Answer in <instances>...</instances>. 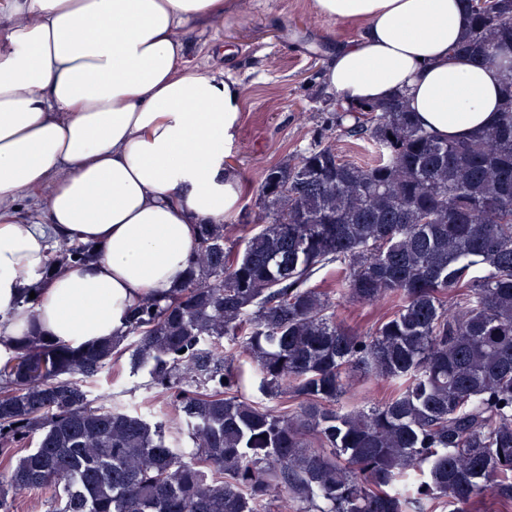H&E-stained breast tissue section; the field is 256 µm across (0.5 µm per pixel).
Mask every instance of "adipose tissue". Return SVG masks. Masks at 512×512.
Masks as SVG:
<instances>
[{
    "mask_svg": "<svg viewBox=\"0 0 512 512\" xmlns=\"http://www.w3.org/2000/svg\"><path fill=\"white\" fill-rule=\"evenodd\" d=\"M225 0H0V357L30 326L74 347L123 334L147 295H168L197 225L236 211L224 164L242 110L237 81L190 64L187 24L224 19ZM361 20L324 78L343 104L402 93L440 138L492 124L504 74L453 55L459 0H316ZM38 202L36 213L21 202ZM93 260L52 279L59 242ZM34 293V304L20 300Z\"/></svg>",
    "mask_w": 512,
    "mask_h": 512,
    "instance_id": "obj_1",
    "label": "adipose tissue"
}]
</instances>
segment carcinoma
<instances>
[{"instance_id":"obj_1","label":"carcinoma","mask_w":512,"mask_h":512,"mask_svg":"<svg viewBox=\"0 0 512 512\" xmlns=\"http://www.w3.org/2000/svg\"><path fill=\"white\" fill-rule=\"evenodd\" d=\"M459 2L470 26L454 52L508 61L496 120L448 140L401 94L353 106L327 143L266 171L269 221L243 249L224 225H197L181 280L134 307L124 336L18 339L0 362V512L39 488L58 490L50 512H476L487 496L512 512V0ZM337 127L373 157L342 159ZM93 257L60 245L46 274ZM329 264L336 289L310 284ZM335 292L393 311L358 333ZM125 352L191 449L163 421L89 400L85 382ZM240 358L267 398L295 406L240 398ZM356 372L393 395L340 405Z\"/></svg>"}]
</instances>
